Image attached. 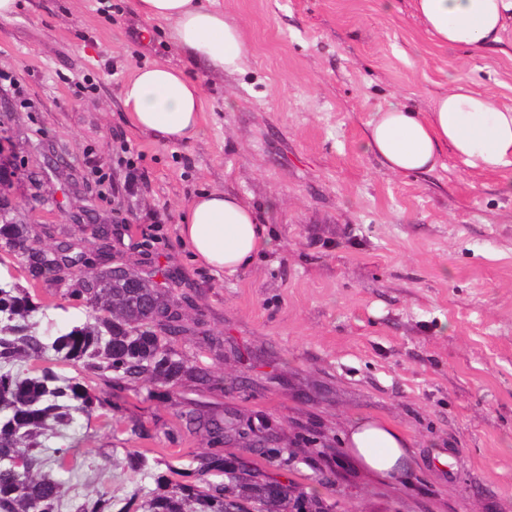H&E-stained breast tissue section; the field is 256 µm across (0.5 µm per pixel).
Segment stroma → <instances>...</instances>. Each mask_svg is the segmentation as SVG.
<instances>
[{
	"label": "stroma",
	"instance_id": "1",
	"mask_svg": "<svg viewBox=\"0 0 512 512\" xmlns=\"http://www.w3.org/2000/svg\"><path fill=\"white\" fill-rule=\"evenodd\" d=\"M242 25L240 71L192 62L169 25L135 0H17L0 18V160L10 216L45 245L112 235L113 260L173 279L193 331L182 348L211 384L105 386L104 406L46 440L71 449L65 507L98 489L122 508L152 476L126 465L151 448L181 473L204 447L180 411L200 405L252 424L292 462L277 471L339 512H512V194L506 176L452 155L434 173L396 175L362 147L379 105L429 111L448 70L512 107V45H435L413 0H211ZM201 83L202 138L158 141L128 125L122 89L138 66ZM134 196L122 194L128 172ZM38 183H31V174ZM229 191L257 211L273 250L229 278L193 261L179 224L199 194ZM166 213L165 223L149 215ZM0 263L52 335L87 318L83 302ZM390 422L413 463L385 482L345 446L354 417ZM333 473L330 487L319 473Z\"/></svg>",
	"mask_w": 512,
	"mask_h": 512
}]
</instances>
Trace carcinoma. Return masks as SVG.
<instances>
[{
	"label": "carcinoma",
	"instance_id": "carcinoma-1",
	"mask_svg": "<svg viewBox=\"0 0 512 512\" xmlns=\"http://www.w3.org/2000/svg\"><path fill=\"white\" fill-rule=\"evenodd\" d=\"M28 236L27 225L0 210V241ZM70 249L72 257L84 258L80 243L61 241L51 251L21 258V265L31 275L35 265L57 262ZM111 267L104 263L86 273L99 285L91 315L49 343L36 331V315L48 306L33 302L15 281L0 278V512H61L63 482L56 475L73 471L71 449L49 452L44 439L70 425L74 415L89 417L102 405L88 378L113 375L129 384L163 386L207 380V372L178 348L191 327L180 315L175 288L134 268L129 272L142 287L124 288L112 281ZM58 362L79 367L82 376L58 374L53 368ZM187 425L207 444L195 455L191 483L172 481V466L148 449L128 452L129 466L152 473L155 481L144 498L133 493L128 503L133 512H329L321 500L267 470L245 460L229 466L224 458V443L241 441L259 448L270 466L285 469L288 449L260 448L253 428L214 414L191 411ZM77 512H112L110 492L97 491Z\"/></svg>",
	"mask_w": 512,
	"mask_h": 512
}]
</instances>
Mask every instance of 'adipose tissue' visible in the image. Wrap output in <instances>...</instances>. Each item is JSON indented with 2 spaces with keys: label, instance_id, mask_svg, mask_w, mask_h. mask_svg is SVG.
Returning <instances> with one entry per match:
<instances>
[{
  "label": "adipose tissue",
  "instance_id": "1",
  "mask_svg": "<svg viewBox=\"0 0 512 512\" xmlns=\"http://www.w3.org/2000/svg\"><path fill=\"white\" fill-rule=\"evenodd\" d=\"M147 18L169 23L171 38L191 59L236 72L246 50L242 26L202 0H136ZM427 33L440 47L494 48L512 32V0H415ZM123 103L130 127L161 140L197 139L204 133L203 88L180 70L145 64L126 82ZM391 173L423 175L451 152L466 170L512 172V108H501L456 74L429 111L394 100L379 107L363 143ZM180 237L195 261L233 274L249 267L273 242L255 209L229 192L198 195L188 206ZM346 445L368 473L389 481L412 463L409 438L395 426L357 417Z\"/></svg>",
  "mask_w": 512,
  "mask_h": 512
}]
</instances>
